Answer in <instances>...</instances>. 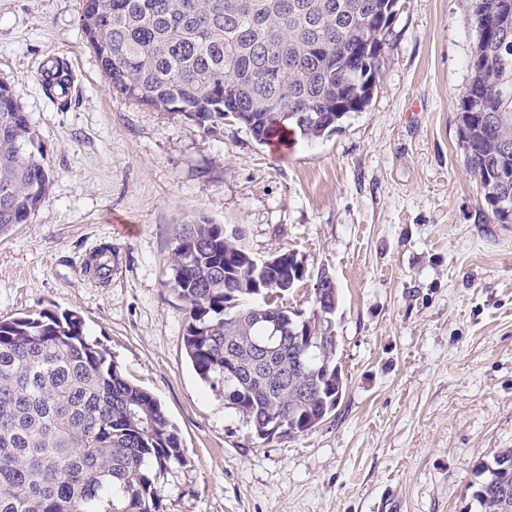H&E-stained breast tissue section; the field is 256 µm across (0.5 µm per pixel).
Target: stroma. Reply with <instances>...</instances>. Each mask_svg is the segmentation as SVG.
I'll use <instances>...</instances> for the list:
<instances>
[{"mask_svg":"<svg viewBox=\"0 0 512 512\" xmlns=\"http://www.w3.org/2000/svg\"><path fill=\"white\" fill-rule=\"evenodd\" d=\"M84 0H0V83L35 130L51 189L0 237V321L78 313L162 404L185 463L161 512H477L480 470L512 448V219L480 200L458 141L471 0H399L365 111L284 150L114 97ZM67 63L64 97L43 70ZM241 226L256 258L298 253L336 280L346 390L314 428L262 441L194 371L169 291L177 224ZM104 246L112 275L90 268Z\"/></svg>","mask_w":512,"mask_h":512,"instance_id":"obj_1","label":"stroma"}]
</instances>
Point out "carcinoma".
Instances as JSON below:
<instances>
[{
	"label": "carcinoma",
	"mask_w": 512,
	"mask_h": 512,
	"mask_svg": "<svg viewBox=\"0 0 512 512\" xmlns=\"http://www.w3.org/2000/svg\"><path fill=\"white\" fill-rule=\"evenodd\" d=\"M473 0L475 80L460 101L459 136L481 202L506 220L512 195V16ZM399 0H84L80 27L115 96L177 112L209 131L235 113L263 144L281 130L306 140L333 131L372 98ZM372 42L360 39L366 26ZM45 90L66 95L68 67ZM44 157L19 93L0 83V236L26 224L49 192ZM251 253L224 225L193 215L177 225L168 287L188 310L185 351L200 379L260 440L309 430L345 391L336 370L333 305L312 286L295 336L268 353ZM482 466L479 512H512L499 497L498 459ZM184 461L161 403L125 379L87 340L74 312L44 309L0 321V512H160L158 479Z\"/></svg>",
	"instance_id": "carcinoma-1"
}]
</instances>
